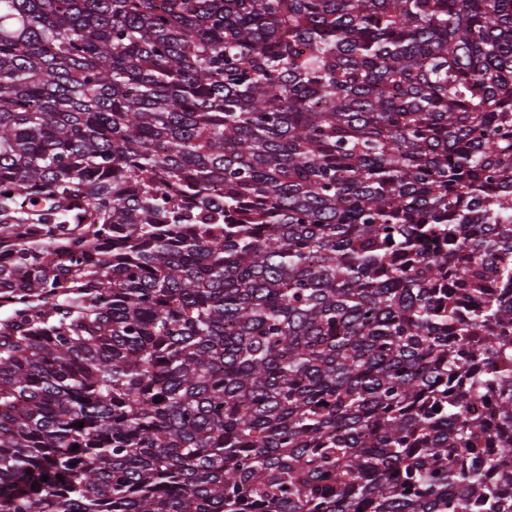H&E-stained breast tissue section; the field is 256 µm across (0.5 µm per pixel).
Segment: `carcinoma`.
Instances as JSON below:
<instances>
[{"label": "carcinoma", "mask_w": 512, "mask_h": 512, "mask_svg": "<svg viewBox=\"0 0 512 512\" xmlns=\"http://www.w3.org/2000/svg\"><path fill=\"white\" fill-rule=\"evenodd\" d=\"M0 308V512H512V0H0Z\"/></svg>", "instance_id": "1"}]
</instances>
